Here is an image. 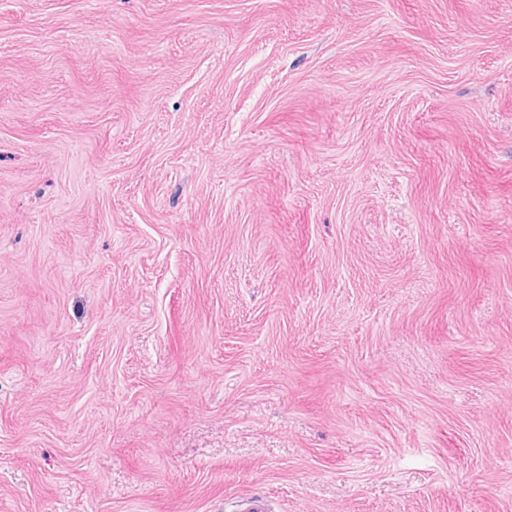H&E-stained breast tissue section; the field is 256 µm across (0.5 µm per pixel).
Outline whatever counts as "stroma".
Instances as JSON below:
<instances>
[{
	"label": "stroma",
	"mask_w": 512,
	"mask_h": 512,
	"mask_svg": "<svg viewBox=\"0 0 512 512\" xmlns=\"http://www.w3.org/2000/svg\"><path fill=\"white\" fill-rule=\"evenodd\" d=\"M512 512V0H0V512Z\"/></svg>",
	"instance_id": "1"
}]
</instances>
